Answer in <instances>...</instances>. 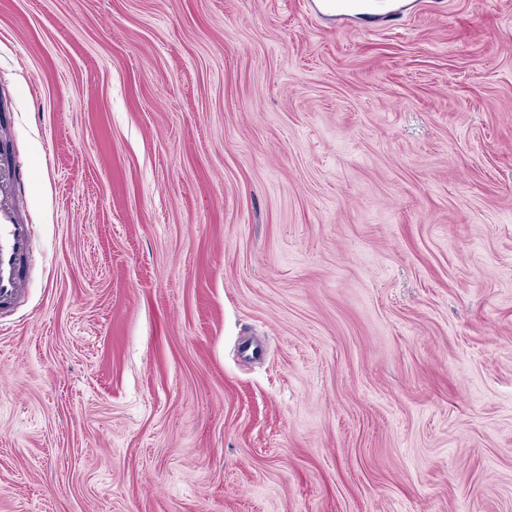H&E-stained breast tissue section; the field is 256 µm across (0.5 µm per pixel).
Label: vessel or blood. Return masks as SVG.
Segmentation results:
<instances>
[{"instance_id": "obj_1", "label": "vessel or blood", "mask_w": 512, "mask_h": 512, "mask_svg": "<svg viewBox=\"0 0 512 512\" xmlns=\"http://www.w3.org/2000/svg\"><path fill=\"white\" fill-rule=\"evenodd\" d=\"M312 8L342 22L355 14H369L396 23L416 6L411 0H313ZM22 179L19 161L0 163V302L24 294L34 262L30 227L18 216Z\"/></svg>"}]
</instances>
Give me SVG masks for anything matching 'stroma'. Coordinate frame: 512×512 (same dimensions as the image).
Returning a JSON list of instances; mask_svg holds the SVG:
<instances>
[{"mask_svg":"<svg viewBox=\"0 0 512 512\" xmlns=\"http://www.w3.org/2000/svg\"><path fill=\"white\" fill-rule=\"evenodd\" d=\"M355 26L0 0V512H512V0ZM22 165L0 163V303L24 294L34 262L30 225L18 217Z\"/></svg>","mask_w":512,"mask_h":512,"instance_id":"stroma-1","label":"stroma"}]
</instances>
